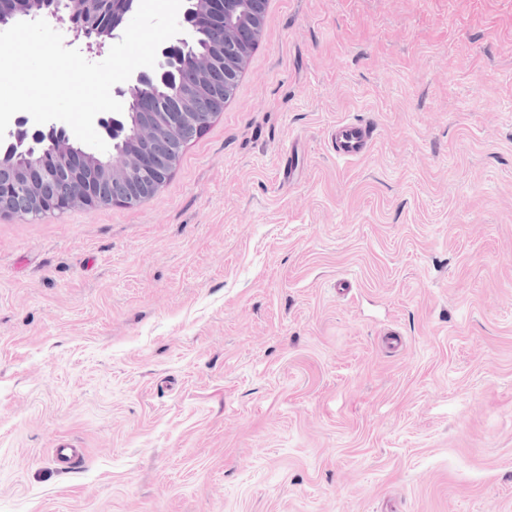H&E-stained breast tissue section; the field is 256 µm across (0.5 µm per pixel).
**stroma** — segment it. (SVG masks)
<instances>
[{"instance_id":"35a3bbf8","label":"stroma","mask_w":512,"mask_h":512,"mask_svg":"<svg viewBox=\"0 0 512 512\" xmlns=\"http://www.w3.org/2000/svg\"><path fill=\"white\" fill-rule=\"evenodd\" d=\"M0 512H512V0H269L151 198L0 217ZM329 139L336 157L353 159L367 153L372 141V130L367 124L341 121L331 130Z\"/></svg>"}]
</instances>
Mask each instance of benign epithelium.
<instances>
[{"label":"benign epithelium","mask_w":512,"mask_h":512,"mask_svg":"<svg viewBox=\"0 0 512 512\" xmlns=\"http://www.w3.org/2000/svg\"><path fill=\"white\" fill-rule=\"evenodd\" d=\"M79 0H67L68 9L34 10L26 16H46L57 24L70 25L75 38H84L88 52L100 54L113 41L120 39L117 28L105 33L93 30L83 17L75 13ZM267 0H184V10L179 25L182 29L174 42L163 46L153 68L139 69L132 73L125 87L115 89V96L127 105L133 94L161 80L169 61L185 52L195 28L215 17H228L232 23L224 30L222 57L216 67L210 63L199 64L192 83L178 88L177 107L168 112H146L145 127L141 136L128 140L126 150L112 159L107 168L99 172L102 182H116L125 186L120 204L134 206L153 196L175 171L184 142L206 127L223 109L235 88V78L240 74L262 34ZM121 114L102 112L95 117V125L102 139L112 144L113 137L121 133ZM55 143L53 153L45 157L35 171H22L15 179L0 184V215H12L1 201L12 196H22L34 212L43 215L60 213L72 208L97 210L115 204L112 196L92 183L84 182L69 192L46 198L40 184L54 178L61 170L79 173L81 163L88 162L91 154L75 156L72 141L65 128L51 123L43 127H30L28 120L19 117L7 129L1 147H26L43 140Z\"/></svg>","instance_id":"benign-epithelium-1"}]
</instances>
